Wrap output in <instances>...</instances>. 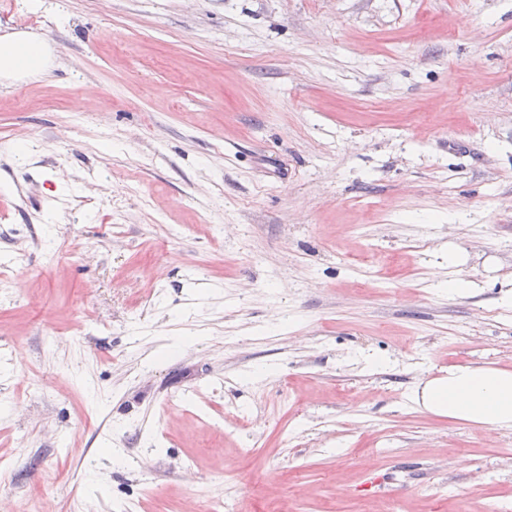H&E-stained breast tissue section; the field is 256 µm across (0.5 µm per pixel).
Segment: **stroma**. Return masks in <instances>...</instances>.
Returning a JSON list of instances; mask_svg holds the SVG:
<instances>
[{
	"label": "stroma",
	"instance_id": "35a3bbf8",
	"mask_svg": "<svg viewBox=\"0 0 512 512\" xmlns=\"http://www.w3.org/2000/svg\"><path fill=\"white\" fill-rule=\"evenodd\" d=\"M5 33L52 60L0 76L10 512H512V428L410 399L512 370V0H0Z\"/></svg>",
	"mask_w": 512,
	"mask_h": 512
}]
</instances>
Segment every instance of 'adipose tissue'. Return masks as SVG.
Listing matches in <instances>:
<instances>
[{
	"instance_id": "ef3b65f1",
	"label": "adipose tissue",
	"mask_w": 512,
	"mask_h": 512,
	"mask_svg": "<svg viewBox=\"0 0 512 512\" xmlns=\"http://www.w3.org/2000/svg\"><path fill=\"white\" fill-rule=\"evenodd\" d=\"M44 44L36 39L0 43V65L12 72L40 71ZM413 401L449 419L499 429L512 428V371L492 366L457 365L446 375L427 380Z\"/></svg>"
}]
</instances>
